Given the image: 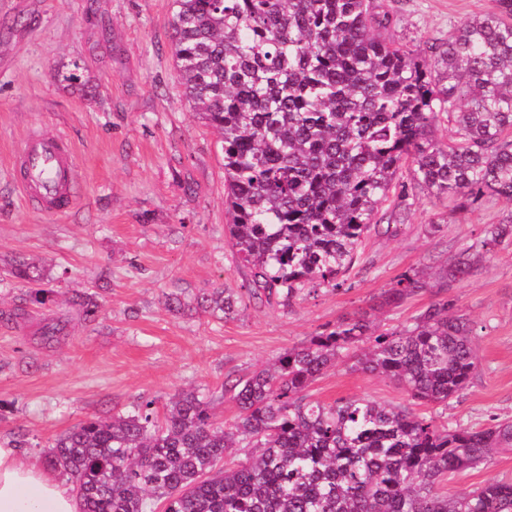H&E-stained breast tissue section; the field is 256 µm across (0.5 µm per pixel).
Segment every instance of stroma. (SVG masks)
<instances>
[{
    "instance_id": "stroma-1",
    "label": "stroma",
    "mask_w": 512,
    "mask_h": 512,
    "mask_svg": "<svg viewBox=\"0 0 512 512\" xmlns=\"http://www.w3.org/2000/svg\"><path fill=\"white\" fill-rule=\"evenodd\" d=\"M399 42L446 40L461 22L496 12L497 0H389ZM172 0H0V439L43 457L54 439L91 416L153 401L165 412L186 389H205L231 421L226 377L273 362L325 326L373 310L402 273L433 275L481 239L512 205L484 197L467 211L418 193L391 235L368 234L340 289L321 288L288 305L247 301L239 313H177L185 299L240 287L224 206V162L216 132L190 108L172 52ZM60 131L73 142L76 204L57 216L33 210L13 186L9 163L29 133ZM41 268L54 294L31 301L9 277L16 262ZM92 294L97 321L73 309ZM473 321L478 369L447 405L418 413L456 426L512 420V246L484 256L454 289ZM66 322L60 340L44 326ZM331 402L367 397L407 406L388 378L341 359L310 387ZM512 480V449L457 475L477 488Z\"/></svg>"
}]
</instances>
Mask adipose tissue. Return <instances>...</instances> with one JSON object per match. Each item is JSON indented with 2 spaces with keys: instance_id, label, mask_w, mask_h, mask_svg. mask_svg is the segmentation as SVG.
I'll list each match as a JSON object with an SVG mask.
<instances>
[{
  "instance_id": "1",
  "label": "adipose tissue",
  "mask_w": 512,
  "mask_h": 512,
  "mask_svg": "<svg viewBox=\"0 0 512 512\" xmlns=\"http://www.w3.org/2000/svg\"><path fill=\"white\" fill-rule=\"evenodd\" d=\"M0 512H82L71 485L0 440Z\"/></svg>"
}]
</instances>
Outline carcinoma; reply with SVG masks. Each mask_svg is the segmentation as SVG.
I'll list each match as a JSON object with an SVG mask.
<instances>
[{"instance_id": "carcinoma-1", "label": "carcinoma", "mask_w": 512, "mask_h": 512, "mask_svg": "<svg viewBox=\"0 0 512 512\" xmlns=\"http://www.w3.org/2000/svg\"><path fill=\"white\" fill-rule=\"evenodd\" d=\"M172 5L173 55L189 105L220 137L230 242L249 273L196 307L230 318L247 296L340 288L393 194L387 232L417 190L460 212L484 194L512 203V0L422 48L392 40L386 0ZM511 244L512 211L435 280L399 276L379 306L435 299L391 331L366 311L341 319L236 380L230 423L203 392L179 393L161 415L141 400L59 435L46 464L69 476L82 512H512V480L444 486L511 449V420L450 429L407 406L308 394L351 353L352 369L395 381L414 404H447L477 370L474 324L450 290ZM13 275L43 279L25 262ZM75 298L95 320L93 296ZM235 448L246 459L220 466Z\"/></svg>"}]
</instances>
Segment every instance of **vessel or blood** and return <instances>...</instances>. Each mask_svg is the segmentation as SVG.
Wrapping results in <instances>:
<instances>
[{"label":"vessel or blood","instance_id":"b4317fda","mask_svg":"<svg viewBox=\"0 0 512 512\" xmlns=\"http://www.w3.org/2000/svg\"><path fill=\"white\" fill-rule=\"evenodd\" d=\"M9 171L25 201L37 210L62 215L72 207L78 171L73 143L68 136L29 135L14 154Z\"/></svg>","mask_w":512,"mask_h":512}]
</instances>
